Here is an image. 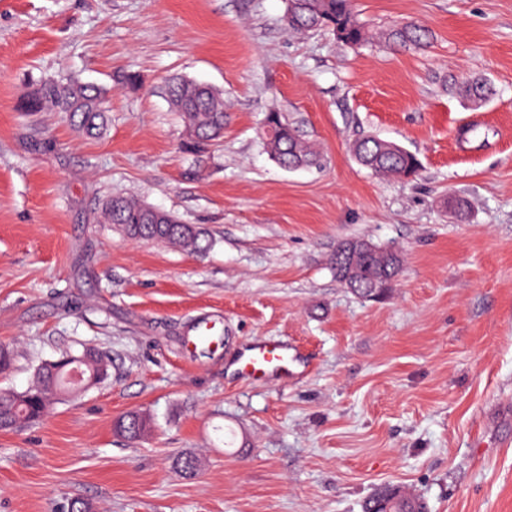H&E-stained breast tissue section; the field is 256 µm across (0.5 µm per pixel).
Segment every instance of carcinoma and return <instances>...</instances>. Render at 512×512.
Returning a JSON list of instances; mask_svg holds the SVG:
<instances>
[{
    "label": "carcinoma",
    "instance_id": "carcinoma-1",
    "mask_svg": "<svg viewBox=\"0 0 512 512\" xmlns=\"http://www.w3.org/2000/svg\"><path fill=\"white\" fill-rule=\"evenodd\" d=\"M288 31L305 34L326 29L337 39L348 45H358L368 39V31L356 19L351 0H288L285 16ZM428 37L425 27L404 24L386 33L388 41L407 47L421 45ZM175 111L179 112L183 127L193 135L213 142L220 140L224 130V96L207 84L174 79L166 88ZM104 92L87 83L69 79H46L37 88L23 97L20 108L24 112H40L50 106L68 116L70 122L88 134L103 129ZM265 146L269 155L282 167L301 168L316 166L321 162V152L312 143L302 139L295 128L278 112L266 117ZM356 160L381 177H410L419 169L417 157L376 136H364L353 144ZM106 220L119 227L129 239L152 240L181 246L204 254L210 250L212 241L199 226L184 224L172 214H152L139 200L114 196L104 206ZM346 243L337 246L331 258L336 279L345 286H354L353 293L365 295L374 277L396 278L401 269L400 255L393 251H374L357 261L355 275L349 281L344 278L339 265L344 261ZM86 361L82 376L90 380L103 376L105 371L102 356L92 350H84ZM70 354L44 363L35 372L36 385L25 392L0 388V431H10L43 417L45 404L59 396L79 392V383L70 374L66 359ZM146 419L137 412H129L116 423V430L129 440L141 436L146 428ZM363 512H427L423 500L404 494L397 488H384L364 501Z\"/></svg>",
    "mask_w": 512,
    "mask_h": 512
}]
</instances>
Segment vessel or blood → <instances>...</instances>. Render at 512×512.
Here are the masks:
<instances>
[{"label":"vessel or blood","instance_id":"1","mask_svg":"<svg viewBox=\"0 0 512 512\" xmlns=\"http://www.w3.org/2000/svg\"><path fill=\"white\" fill-rule=\"evenodd\" d=\"M299 363L287 344L258 340L240 347L231 359L237 374L253 382L292 377Z\"/></svg>","mask_w":512,"mask_h":512}]
</instances>
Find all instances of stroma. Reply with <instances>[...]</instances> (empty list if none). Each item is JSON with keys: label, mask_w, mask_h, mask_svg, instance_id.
Wrapping results in <instances>:
<instances>
[{"label": "stroma", "mask_w": 512, "mask_h": 512, "mask_svg": "<svg viewBox=\"0 0 512 512\" xmlns=\"http://www.w3.org/2000/svg\"><path fill=\"white\" fill-rule=\"evenodd\" d=\"M288 0H0V388L84 347L107 376L41 420L0 431V512H362L384 487L429 512H512V0H354L371 32L414 21L426 47L289 34ZM208 83L229 106L192 154L164 86ZM102 88L89 138L21 111L32 83ZM486 82L487 100L464 93ZM323 154L280 167L266 113ZM419 159L388 180L352 145ZM136 197L203 227L202 256L130 240L103 200ZM471 200L467 221L446 203ZM403 253L381 298L336 279L339 243ZM214 324L209 347L196 326ZM287 341L303 366L253 384L225 367ZM149 420L138 441L115 422ZM192 456L194 474L178 458ZM352 152L362 166L381 177H410L420 166L414 154L372 135L355 141Z\"/></svg>", "instance_id": "obj_1"}]
</instances>
